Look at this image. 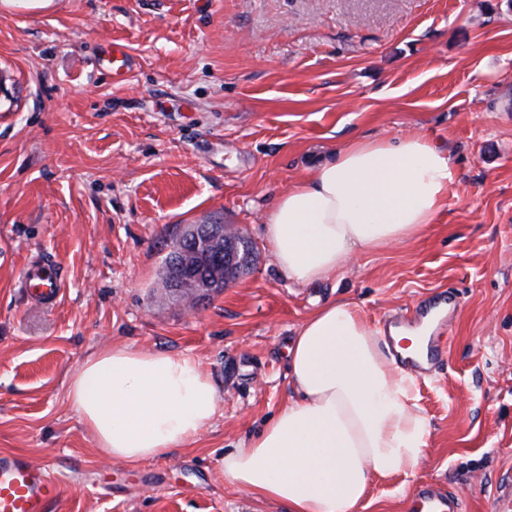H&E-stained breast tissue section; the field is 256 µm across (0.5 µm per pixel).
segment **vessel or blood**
Here are the masks:
<instances>
[{
    "label": "vessel or blood",
    "instance_id": "vessel-or-blood-1",
    "mask_svg": "<svg viewBox=\"0 0 512 512\" xmlns=\"http://www.w3.org/2000/svg\"><path fill=\"white\" fill-rule=\"evenodd\" d=\"M24 280L33 293L53 297L60 291L62 270L52 259L45 267L26 271ZM59 497V483L46 466L18 453H0V512H51ZM415 499L421 512H459L457 493L430 484L419 486Z\"/></svg>",
    "mask_w": 512,
    "mask_h": 512
}]
</instances>
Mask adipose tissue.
I'll return each mask as SVG.
<instances>
[{
  "label": "adipose tissue",
  "instance_id": "adipose-tissue-1",
  "mask_svg": "<svg viewBox=\"0 0 512 512\" xmlns=\"http://www.w3.org/2000/svg\"><path fill=\"white\" fill-rule=\"evenodd\" d=\"M453 179L447 154L423 137L353 138L277 200L264 235L288 280L331 279L353 256L423 232ZM425 334L383 331L351 301L319 307L287 348L289 404L225 452V481L288 512H356L375 480L414 476L430 426L400 360L422 353ZM68 397L97 447L125 463L191 442L217 410L194 359L128 346L87 358Z\"/></svg>",
  "mask_w": 512,
  "mask_h": 512
}]
</instances>
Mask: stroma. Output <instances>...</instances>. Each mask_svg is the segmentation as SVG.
I'll use <instances>...</instances> for the list:
<instances>
[{
  "mask_svg": "<svg viewBox=\"0 0 512 512\" xmlns=\"http://www.w3.org/2000/svg\"><path fill=\"white\" fill-rule=\"evenodd\" d=\"M415 134L455 173L433 223L288 281L263 237L277 199L351 138ZM217 221L258 258L190 312L163 262L183 225ZM35 259L61 264L53 305L19 287ZM440 293L457 309L416 379L426 456L357 512H418L426 483L497 512L512 474V0H0V452L59 477L57 512H287L220 459L287 405L297 327L339 298L383 327ZM119 345L210 375L194 441L135 465L97 448L68 380Z\"/></svg>",
  "mask_w": 512,
  "mask_h": 512,
  "instance_id": "stroma-1",
  "label": "stroma"
}]
</instances>
